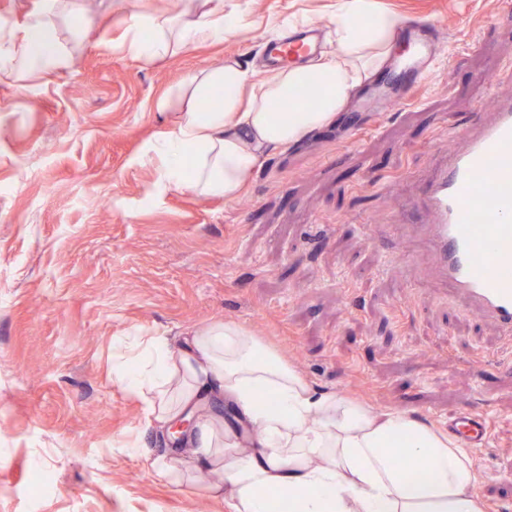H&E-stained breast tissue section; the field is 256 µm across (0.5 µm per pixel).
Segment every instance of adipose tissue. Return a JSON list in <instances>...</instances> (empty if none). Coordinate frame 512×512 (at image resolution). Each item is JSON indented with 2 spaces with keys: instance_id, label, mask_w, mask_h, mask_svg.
<instances>
[{
  "instance_id": "ef3b65f1",
  "label": "adipose tissue",
  "mask_w": 512,
  "mask_h": 512,
  "mask_svg": "<svg viewBox=\"0 0 512 512\" xmlns=\"http://www.w3.org/2000/svg\"><path fill=\"white\" fill-rule=\"evenodd\" d=\"M402 23L377 0H340L331 48L317 60L259 76L230 59L193 75L180 91L184 112L146 153L159 185L236 199L267 155L339 117L396 52ZM62 24L77 33L90 27L80 0H47L22 23H1L0 76L67 69L73 50L59 36ZM234 25L224 0H197L177 27L162 12L132 15L120 49L152 63L223 41ZM299 86L317 89L314 108L288 101ZM213 98L221 108H207ZM282 101L287 111H272ZM112 381L141 401L158 434L189 420L179 453L156 457L153 467L176 484L197 472L222 474L227 512H270L274 502L288 512H482L471 454L447 433L319 388L235 321L211 323L175 342L138 337L116 354ZM213 399L233 410L237 429L203 416ZM399 441L405 448L397 466L391 452Z\"/></svg>"
}]
</instances>
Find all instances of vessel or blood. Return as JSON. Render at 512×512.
<instances>
[{
  "label": "vessel or blood",
  "instance_id": "1",
  "mask_svg": "<svg viewBox=\"0 0 512 512\" xmlns=\"http://www.w3.org/2000/svg\"><path fill=\"white\" fill-rule=\"evenodd\" d=\"M411 53L387 73L357 106L389 112L410 99L429 79L440 53L432 23L412 19L399 32ZM318 32L302 27L268 44L267 60L279 66L313 55ZM456 150L422 181L408 212L427 217L421 241L448 293L466 309L494 323L512 342V100L498 101L465 128ZM460 447H484L489 415L466 409L448 420Z\"/></svg>",
  "mask_w": 512,
  "mask_h": 512
}]
</instances>
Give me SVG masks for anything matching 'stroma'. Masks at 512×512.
I'll return each instance as SVG.
<instances>
[{
    "label": "stroma",
    "mask_w": 512,
    "mask_h": 512,
    "mask_svg": "<svg viewBox=\"0 0 512 512\" xmlns=\"http://www.w3.org/2000/svg\"><path fill=\"white\" fill-rule=\"evenodd\" d=\"M336 2L224 0L223 42L146 66L118 48L129 16L179 19L185 0H83L91 45L68 70L0 81V512H225L219 474L152 469L171 447L112 382L124 337L224 319L368 407L442 429L487 410L474 491L483 512L512 507V346L432 292L401 209L473 115L512 98V0H379L436 25L430 81L274 152L236 200L159 187L141 160L191 74L259 65L283 19L326 30Z\"/></svg>",
    "instance_id": "obj_1"
}]
</instances>
